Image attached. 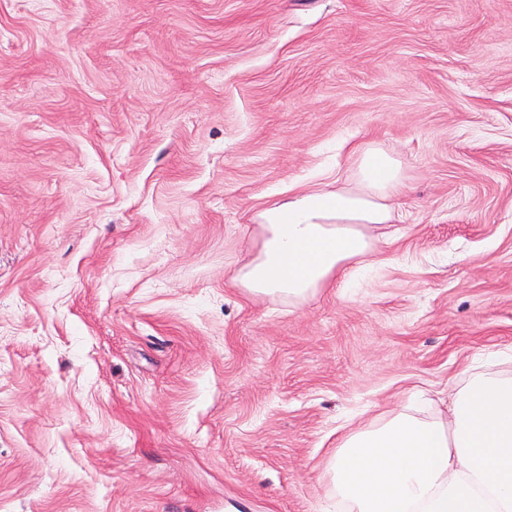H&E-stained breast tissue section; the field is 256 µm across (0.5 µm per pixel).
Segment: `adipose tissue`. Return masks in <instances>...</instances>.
Instances as JSON below:
<instances>
[{
    "label": "adipose tissue",
    "instance_id": "obj_1",
    "mask_svg": "<svg viewBox=\"0 0 512 512\" xmlns=\"http://www.w3.org/2000/svg\"><path fill=\"white\" fill-rule=\"evenodd\" d=\"M401 164L361 150L352 185L326 183L258 212L259 245L232 281L289 306L332 285L374 253L373 229L391 223ZM338 512H512V356L479 355L434 399L397 407L336 443L323 472Z\"/></svg>",
    "mask_w": 512,
    "mask_h": 512
}]
</instances>
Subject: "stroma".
Instances as JSON below:
<instances>
[{"mask_svg":"<svg viewBox=\"0 0 512 512\" xmlns=\"http://www.w3.org/2000/svg\"><path fill=\"white\" fill-rule=\"evenodd\" d=\"M409 186L369 272L230 282L274 196ZM512 352V0H0V512H336L341 429Z\"/></svg>","mask_w":512,"mask_h":512,"instance_id":"stroma-1","label":"stroma"}]
</instances>
